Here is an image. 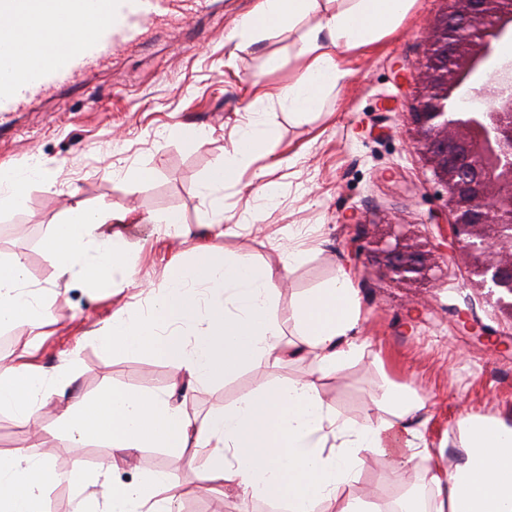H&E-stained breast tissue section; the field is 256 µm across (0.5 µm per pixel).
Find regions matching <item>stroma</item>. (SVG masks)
<instances>
[{"instance_id":"obj_1","label":"stroma","mask_w":512,"mask_h":512,"mask_svg":"<svg viewBox=\"0 0 512 512\" xmlns=\"http://www.w3.org/2000/svg\"><path fill=\"white\" fill-rule=\"evenodd\" d=\"M258 0H212L208 14L183 49L167 29L154 30L141 48L116 56L79 90L34 105L0 125V164L25 167L36 162L56 172L53 185H33L20 209L0 210V256L23 257L32 288L54 314L30 360L47 379L65 372L68 394L90 396L103 387L162 394L179 375L161 358L102 354L93 338L113 312L131 302L132 288L92 293L58 277L42 240L56 217L81 200L120 212L135 209L142 221L121 225L134 266L135 282L159 285L172 261L205 247L242 253L253 262L282 270L275 295L276 314L287 317L293 301L333 279L337 269L351 277L361 300L362 359L329 377H316L310 360L285 361L235 377L216 379L189 394L198 418L234 403L260 383L315 378L324 399L338 413L362 420L384 381L406 383L427 399L420 435L439 449L438 464L452 470L459 453L462 417L489 416L512 425V320L471 284L465 259L448 254L430 283L417 289L379 279L368 257H356L360 223L393 220L420 243L434 242L431 216L446 213V193L411 145L413 67L425 53L426 30L440 14L441 0H415L400 27L364 52L349 54L348 76L328 90L320 114L300 122L277 101L265 102L279 138L264 164H275L272 203L259 200V180L245 170L226 186L224 228L217 236L203 189L206 173L232 150L233 132L245 119V103L255 85L269 91L287 86L302 68L292 51L296 32L267 34L239 50L224 40L226 29ZM176 124L206 132L202 143L168 137ZM130 168L151 171L133 185L122 176ZM181 211L189 231L159 234L151 219ZM303 257L290 271L289 251ZM60 398L38 412L43 429L32 436L9 413H0V451L26 449L58 470L82 461L90 472L108 463L112 450L86 447L74 456L59 431ZM408 453L405 439L382 457H365L352 482V497L390 512L393 492L428 490L426 482L399 480L393 466ZM192 450L145 448L134 465L114 470L118 482L162 471L178 484L180 512H284L281 503L246 496L220 503L202 487Z\"/></svg>"}]
</instances>
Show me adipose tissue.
Segmentation results:
<instances>
[{
    "label": "adipose tissue",
    "mask_w": 512,
    "mask_h": 512,
    "mask_svg": "<svg viewBox=\"0 0 512 512\" xmlns=\"http://www.w3.org/2000/svg\"><path fill=\"white\" fill-rule=\"evenodd\" d=\"M412 3L259 0L230 37L244 49L267 33L294 29L317 16V23L294 43L296 57L304 62L302 71L276 93L290 114L303 117L318 110L324 91L346 77L340 52L394 31ZM264 99L260 93L247 104L231 154L205 177L216 219L224 217V186L236 184L278 137L266 119ZM55 180V171L39 164L0 167V209L23 205L31 184ZM137 220L131 210H89L77 203L54 221L43 248L59 277L97 292L129 285L133 279L126 244L104 227ZM275 277L272 268L208 248L176 261L167 279L153 288L150 309H120L100 329L94 342L101 352L155 355L182 372L181 382L165 394L106 388L76 400L61 416L60 429L74 452L93 441L107 443L114 452L100 471L103 512H175L181 492L166 473L130 483L107 479L144 448L192 449L201 457V480L225 498L259 496L283 503L287 512H376L344 491L364 454H383L386 437L395 431L414 438L411 456L425 462L424 478L438 492L434 512H512V426L495 417L461 420L458 461L452 471H443L432 448L416 439L426 400L405 384L384 383L360 422L336 413L310 378L262 383L206 419L192 415L188 391L214 378L299 353L308 355L316 372L325 376L361 358L362 306L345 271L299 296L284 320L273 311ZM27 280L20 256L0 260V328L23 322L35 331L52 321L49 305L28 291ZM287 324L297 341L283 342ZM63 393L38 366L0 358V412L12 414L21 426L36 429L38 408ZM93 482L81 464L60 472L25 449L0 451V512H44V487L82 489Z\"/></svg>",
    "instance_id": "adipose-tissue-1"
}]
</instances>
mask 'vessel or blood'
Here are the masks:
<instances>
[{
  "label": "vessel or blood",
  "instance_id": "obj_1",
  "mask_svg": "<svg viewBox=\"0 0 512 512\" xmlns=\"http://www.w3.org/2000/svg\"><path fill=\"white\" fill-rule=\"evenodd\" d=\"M209 8L210 0H51L42 18L49 38L18 56L12 22L31 16L33 3L0 0V120L83 85L115 55L144 44L153 29L181 26ZM77 28L88 29V36L69 40Z\"/></svg>",
  "mask_w": 512,
  "mask_h": 512
}]
</instances>
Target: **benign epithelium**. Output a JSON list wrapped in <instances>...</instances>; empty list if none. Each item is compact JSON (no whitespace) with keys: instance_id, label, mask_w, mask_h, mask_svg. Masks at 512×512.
<instances>
[{"instance_id":"7a95c632","label":"benign epithelium","mask_w":512,"mask_h":512,"mask_svg":"<svg viewBox=\"0 0 512 512\" xmlns=\"http://www.w3.org/2000/svg\"><path fill=\"white\" fill-rule=\"evenodd\" d=\"M420 66L414 148L447 195L441 242L428 248L394 224L373 232L382 277L428 280L443 243L468 260L476 286L512 320V0H444Z\"/></svg>"}]
</instances>
